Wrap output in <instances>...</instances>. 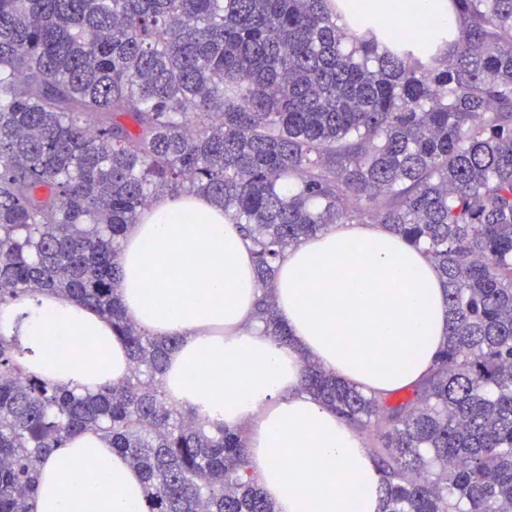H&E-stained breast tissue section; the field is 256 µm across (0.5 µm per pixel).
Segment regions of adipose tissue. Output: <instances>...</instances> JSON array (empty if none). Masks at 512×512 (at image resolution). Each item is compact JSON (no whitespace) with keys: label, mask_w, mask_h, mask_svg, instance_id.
Instances as JSON below:
<instances>
[{"label":"adipose tissue","mask_w":512,"mask_h":512,"mask_svg":"<svg viewBox=\"0 0 512 512\" xmlns=\"http://www.w3.org/2000/svg\"><path fill=\"white\" fill-rule=\"evenodd\" d=\"M118 298L153 336H175L164 385L180 406L244 428L251 474L274 512H382V475L358 432L302 386L304 359L379 395L412 387L448 330L445 287L425 254L376 224H331L256 278L240 224L199 194L159 195L128 226ZM270 296L291 342L256 314ZM0 305V333L30 337V368L50 382L99 388L129 371L98 313L47 298L19 318ZM79 341L58 351L60 327ZM144 482L108 440L88 432L41 467L37 512H142Z\"/></svg>","instance_id":"obj_1"}]
</instances>
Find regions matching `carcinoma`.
Listing matches in <instances>:
<instances>
[{"label":"carcinoma","mask_w":512,"mask_h":512,"mask_svg":"<svg viewBox=\"0 0 512 512\" xmlns=\"http://www.w3.org/2000/svg\"><path fill=\"white\" fill-rule=\"evenodd\" d=\"M455 2L464 26L440 63L448 39L425 20L358 34L330 0H0V304H87L130 364L68 388L0 335V512H34L41 462L87 431L141 471L145 512H273L243 431L166 393L178 339L119 303L125 230L162 192L246 225L263 285L329 224L423 247L448 336L412 399L309 360L303 386L378 429L384 512H512V0ZM258 311L290 341L269 297Z\"/></svg>","instance_id":"carcinoma-1"}]
</instances>
